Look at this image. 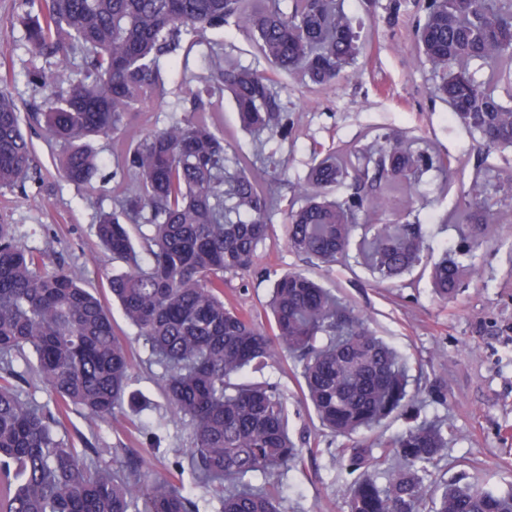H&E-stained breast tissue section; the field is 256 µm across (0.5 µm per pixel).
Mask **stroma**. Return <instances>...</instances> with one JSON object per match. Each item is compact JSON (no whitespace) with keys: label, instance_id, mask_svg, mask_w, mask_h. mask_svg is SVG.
Wrapping results in <instances>:
<instances>
[{"label":"stroma","instance_id":"1","mask_svg":"<svg viewBox=\"0 0 512 512\" xmlns=\"http://www.w3.org/2000/svg\"><path fill=\"white\" fill-rule=\"evenodd\" d=\"M414 0H343L346 13L359 27L363 50L354 69L335 86L313 90L287 75L273 81L288 111L287 137L251 136L235 132L236 112L225 99L217 124L233 134L234 150L258 155L259 172L273 179L293 181L305 173L319 150L350 142L369 127L401 129L430 140L439 152L461 158L452 179L432 171L424 175L413 209L424 225L433 254L455 250L457 227L443 218L456 207L483 164L512 170V151L486 152L461 127L451 123L445 103L428 92L429 73L419 63L412 35ZM20 0H0V73L9 72V89L19 106L32 97L27 81L31 55L25 32L16 20ZM207 46L197 48L187 67L168 73V97L149 104L134 117L142 130L166 126L171 118H186L194 83L186 72L206 69ZM39 184L26 191L0 190V222L18 228L28 247L47 251L53 263L80 268L86 287L109 297L108 279L120 271L99 243L96 225L111 211L116 187L108 140L94 146L103 161V190L85 195L61 177L57 169L60 147L42 130L31 132ZM287 199H280L268 236L250 271L224 277V300L265 322L270 280L289 271L310 270L326 288L370 319V326L406 359L413 399L407 414L379 428L353 437H334L307 410L294 375V363L279 355L258 378L278 385L288 406L291 435L301 448V461L283 478L282 512H348L346 487L354 476L343 461L351 448L372 446L404 431L410 417L448 422V446L433 475L459 484L477 483L496 490H512V225L501 243L480 248L470 258L477 269L453 301L433 294L427 279L412 286L376 284L362 266L336 265L308 269L302 257L283 243ZM117 335L132 358L130 385L141 396L143 409L117 408L115 420L92 421L79 408L70 410L60 435L77 448L92 445L108 463L123 461L124 451L138 449L147 482L175 477L176 464L190 445L187 421L173 416L158 386L163 373L151 352L121 313H114ZM442 385L446 399L432 389Z\"/></svg>","mask_w":512,"mask_h":512}]
</instances>
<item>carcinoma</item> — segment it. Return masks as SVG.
Returning <instances> with one entry per match:
<instances>
[{
    "label": "carcinoma",
    "mask_w": 512,
    "mask_h": 512,
    "mask_svg": "<svg viewBox=\"0 0 512 512\" xmlns=\"http://www.w3.org/2000/svg\"><path fill=\"white\" fill-rule=\"evenodd\" d=\"M418 56L433 97L450 118L491 149H512V0H420ZM18 21L32 60L62 70L27 71L30 118L61 147L59 166L78 188L98 189L93 141L120 144L112 176L126 180L112 212L96 225L101 244L128 269L112 276V300L139 332L164 373L159 386L175 416L188 419L193 484L220 502L217 512H279L276 477L301 460L288 412L269 383L232 379L260 371L274 348L300 369L308 405L324 427L349 437L402 412L409 392L397 353L351 306L310 276L277 277L269 328L224 304V275L251 267L265 241L280 183L254 173V161L229 155L224 133L202 119H175L141 134L132 116L166 93L161 60L188 58L210 30L233 25L256 54L289 78L325 88L356 64L361 46L336 0H22ZM78 54L83 66L68 71ZM191 111L229 93L240 127L286 131L273 80L224 60L210 47ZM21 110L0 76V189L40 178ZM314 159L289 184L288 250L314 265L350 258L376 281L392 283L423 262V225L402 208L428 170L453 173L450 157L398 131L364 134ZM385 214L396 222L384 224ZM456 219L474 227L465 254L497 241L512 224V173L476 171ZM145 227L134 243L129 227ZM474 275L443 256L429 264L435 293L451 301ZM81 273L51 268L46 253L0 224V512H199L183 485L148 483L138 453L111 467L97 448H73L57 429L71 407L107 420L125 399L131 359L102 302L80 286ZM47 386L53 405L25 392L18 360ZM448 444L442 420L407 427L371 448L352 449L366 469L348 491L349 512H512V492L426 482ZM387 466L385 483L370 468Z\"/></svg>",
    "instance_id": "obj_1"
}]
</instances>
